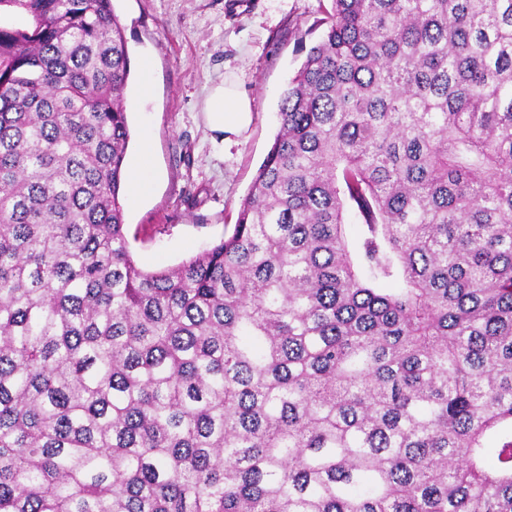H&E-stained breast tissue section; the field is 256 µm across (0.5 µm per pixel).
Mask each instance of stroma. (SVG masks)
<instances>
[{
  "instance_id": "stroma-1",
  "label": "stroma",
  "mask_w": 512,
  "mask_h": 512,
  "mask_svg": "<svg viewBox=\"0 0 512 512\" xmlns=\"http://www.w3.org/2000/svg\"><path fill=\"white\" fill-rule=\"evenodd\" d=\"M133 65L127 91L134 162L150 137L154 187L124 203L126 237L147 270L173 267L230 233L278 131L280 98L314 44L319 0H115ZM153 62L150 92L137 63ZM237 82L252 122L230 141L203 123L209 86Z\"/></svg>"
}]
</instances>
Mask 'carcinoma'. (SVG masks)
I'll list each match as a JSON object with an SVG mask.
<instances>
[{"label": "carcinoma", "mask_w": 512, "mask_h": 512, "mask_svg": "<svg viewBox=\"0 0 512 512\" xmlns=\"http://www.w3.org/2000/svg\"><path fill=\"white\" fill-rule=\"evenodd\" d=\"M0 512H512V0H330L232 233L124 232L113 0H0Z\"/></svg>", "instance_id": "1"}]
</instances>
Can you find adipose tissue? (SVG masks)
<instances>
[{"label":"adipose tissue","mask_w":512,"mask_h":512,"mask_svg":"<svg viewBox=\"0 0 512 512\" xmlns=\"http://www.w3.org/2000/svg\"><path fill=\"white\" fill-rule=\"evenodd\" d=\"M252 102L248 95L231 82L211 86L205 100L204 120L207 128L226 136H237L252 121Z\"/></svg>","instance_id":"obj_1"}]
</instances>
